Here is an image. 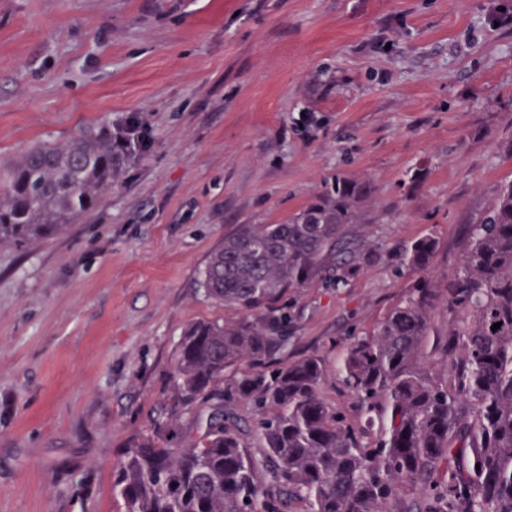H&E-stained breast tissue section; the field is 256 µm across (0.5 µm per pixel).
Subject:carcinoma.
<instances>
[{"instance_id": "1", "label": "carcinoma", "mask_w": 512, "mask_h": 512, "mask_svg": "<svg viewBox=\"0 0 512 512\" xmlns=\"http://www.w3.org/2000/svg\"><path fill=\"white\" fill-rule=\"evenodd\" d=\"M120 163L106 133L29 149L0 176V239H43L81 221ZM373 192L336 175L288 222L224 236L201 287L240 318L185 330L172 389L176 412L213 396L224 411L199 423L190 448L160 423L138 438L113 482L125 512H512V181L471 226L443 292L413 289L348 343L336 375L359 421L323 398L322 356L280 361L288 315L279 298L347 262L350 225L362 223ZM435 247L415 241L407 263L428 270ZM439 303L455 324L434 339ZM239 403L252 422L233 411Z\"/></svg>"}]
</instances>
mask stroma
I'll use <instances>...</instances> for the list:
<instances>
[{"instance_id": "stroma-1", "label": "stroma", "mask_w": 512, "mask_h": 512, "mask_svg": "<svg viewBox=\"0 0 512 512\" xmlns=\"http://www.w3.org/2000/svg\"><path fill=\"white\" fill-rule=\"evenodd\" d=\"M150 145L58 235L0 241V512H124L112 475L171 409L184 329L239 312L202 272L334 175L375 187L367 243L279 301L291 361L342 356L460 269L512 181V0H0V168L126 118ZM436 241L429 271L408 267ZM436 243L431 237H423L413 244L406 251V260L409 266L427 271L431 265V259Z\"/></svg>"}]
</instances>
